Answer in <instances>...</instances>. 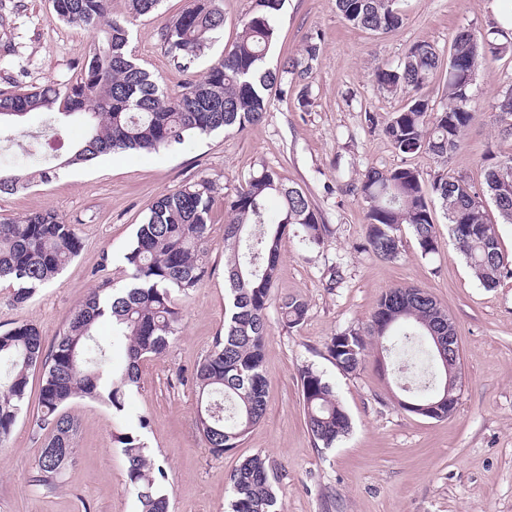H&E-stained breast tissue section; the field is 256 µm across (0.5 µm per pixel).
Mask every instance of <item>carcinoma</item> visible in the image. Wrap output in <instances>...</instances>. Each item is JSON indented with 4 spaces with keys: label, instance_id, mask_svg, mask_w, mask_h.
I'll list each match as a JSON object with an SVG mask.
<instances>
[{
    "label": "carcinoma",
    "instance_id": "obj_1",
    "mask_svg": "<svg viewBox=\"0 0 512 512\" xmlns=\"http://www.w3.org/2000/svg\"><path fill=\"white\" fill-rule=\"evenodd\" d=\"M111 0H55L59 21L88 31L102 30V44L81 66L80 78L61 89L47 85L24 93H0V133L30 112L57 111L80 115L89 134L59 163L83 165L109 153L157 151L182 145L192 136L217 130L242 131L261 122L273 91L285 76L303 79L312 70L319 46L308 41L307 63L289 57L275 71L263 67L276 42L272 18L283 0H256V10L243 24L233 44L204 75L184 90L169 95L152 75L139 67L129 50L131 32L109 18ZM135 16L152 13L161 0H128ZM219 0H189L188 6L161 29L160 40L169 54L185 66L194 63L224 25ZM336 10L350 25L389 33L403 24L396 0H336ZM512 51V42L499 29L485 37L472 28L455 35L443 62L426 40L414 43L395 66L372 71L377 89L386 94L405 91L409 102L383 127L401 154L427 151L447 162L460 149L462 135L480 107L470 90L479 67ZM445 69L448 106L437 110L427 88ZM500 132L512 137V89L492 105ZM46 181L50 171L24 172L0 168V193L26 189L35 179ZM486 193L501 223L512 224V154L495 161L486 174ZM441 204L450 234L477 279L486 288L512 276V262L503 253L495 226L487 219L480 193L461 177L439 175L431 185ZM349 191L365 200L366 244L384 260L397 257L401 227L412 229L422 255L435 251V223L419 172L409 166L389 170L370 168ZM215 184L200 178L180 190L159 197L146 221L139 225L125 255L130 283L108 295L94 290L72 311L62 333L45 348L31 324L0 332V447L10 438L27 398L31 371L41 369L39 407L32 416L35 433H45L34 464L32 482L45 488L57 485L62 472L76 459L77 421L67 411L76 398L89 399L124 411L125 392L138 383L140 364L163 355L182 321L178 297L187 296L208 275L204 245L210 224ZM278 201V216L266 217L269 200ZM303 230L309 247L324 242L326 226L307 193L290 185L269 168L250 174L228 201L224 224L226 300L224 335L193 374L197 389L195 426L206 447L222 455L240 445L266 411L264 349L270 334L267 309L278 277L281 240L288 226ZM82 241L52 211L36 212L0 224V280L15 285L14 300L24 303L37 288L51 281L78 255ZM282 321L300 325L308 304L297 296L280 299ZM110 317L115 335L127 341V364L113 368L108 345L97 337L99 323ZM369 332L381 339L389 357L402 354L394 371L406 378L407 402H436L455 395L445 383L439 362L421 369L411 355L424 339L448 335V314L430 293L419 287H396L380 298ZM327 352L346 373L356 371L366 357L367 344L354 330L337 334ZM303 410L316 443L331 447L347 435L351 421L333 387L313 368L299 370ZM126 461V485L138 512H169L161 468L154 465L141 435L123 425L113 433ZM276 474L269 458L255 454L229 475L230 512H279Z\"/></svg>",
    "mask_w": 512,
    "mask_h": 512
}]
</instances>
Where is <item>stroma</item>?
<instances>
[{
	"label": "stroma",
	"mask_w": 512,
	"mask_h": 512,
	"mask_svg": "<svg viewBox=\"0 0 512 512\" xmlns=\"http://www.w3.org/2000/svg\"><path fill=\"white\" fill-rule=\"evenodd\" d=\"M186 3L162 0L158 10L137 17L128 0L111 3L113 19L131 30L139 63L173 96L222 57L255 0H219L224 26L188 67L173 60L159 38ZM489 3L400 0L402 27L382 34L348 25L335 0H285L273 18L279 37L268 67L302 56L311 38L319 55L309 78L289 83L287 94L272 95L261 123L167 150L104 155L29 189L0 194V222L50 210L82 240L79 254L25 303H15L12 284L0 282V332L31 324L50 344L88 292L108 293L128 283L125 255L160 196L202 177L217 187L206 241L211 272L180 298L178 334L164 355L142 363L122 416L90 400L68 404L79 424L77 458L52 489L31 481L42 448L30 427L41 374L31 373L26 409L0 447V512H137L112 433L118 421L141 418L148 422L144 439L151 457L169 478L170 512H226L231 470L258 453L278 469L280 512H512V278L484 287L456 249L439 209L433 215L434 253L422 255L406 226L398 257H377L365 242L368 206L348 190L367 168L406 164L419 171L424 185L441 174L462 175L480 191L489 155L512 154V138L499 134L491 109L512 88V55L479 68L472 92L481 114L445 164L425 152L404 156L393 148L381 126L405 106L407 95L380 93L371 77L375 66L400 62L416 41H429L444 53L459 28L494 27ZM0 17L10 24L8 34L0 33V92L74 83L99 40L58 21L54 0H0ZM370 114L377 128L368 126ZM50 120L48 113H30L12 136L0 137V165L42 169L33 155V135ZM264 166L308 192L327 232L323 245L314 248L304 247L292 226L282 238L273 296L302 297L308 314L289 328L278 306L268 308L266 414L237 448L218 456L195 427L192 374L224 332V202ZM400 286L426 289L456 328L461 379L458 404L448 417L404 410L401 382L379 364V351H371L353 373L343 372L327 354L332 336L366 332L381 296ZM307 365L333 386L352 421L350 434L331 448L318 446L306 427L299 370Z\"/></svg>",
	"instance_id": "obj_1"
}]
</instances>
